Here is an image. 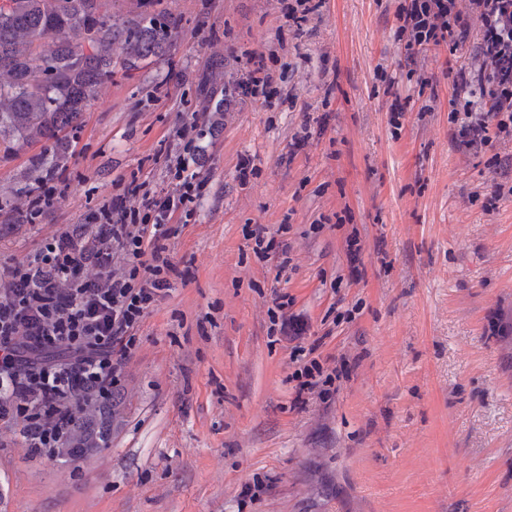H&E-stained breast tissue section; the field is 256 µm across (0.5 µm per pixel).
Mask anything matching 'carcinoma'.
Returning <instances> with one entry per match:
<instances>
[{
    "mask_svg": "<svg viewBox=\"0 0 512 512\" xmlns=\"http://www.w3.org/2000/svg\"><path fill=\"white\" fill-rule=\"evenodd\" d=\"M176 37L172 22L147 11L120 19L104 0H7L0 7V147L41 145L25 192L67 165L63 132L78 126L98 89L118 71H140L166 56Z\"/></svg>",
    "mask_w": 512,
    "mask_h": 512,
    "instance_id": "carcinoma-1",
    "label": "carcinoma"
}]
</instances>
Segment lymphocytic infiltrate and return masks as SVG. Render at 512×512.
Masks as SVG:
<instances>
[{"label": "lymphocytic infiltrate", "instance_id": "1", "mask_svg": "<svg viewBox=\"0 0 512 512\" xmlns=\"http://www.w3.org/2000/svg\"><path fill=\"white\" fill-rule=\"evenodd\" d=\"M395 19V38L419 86L430 84L418 65L423 51L472 52L467 64L448 68L457 147L512 141V0H401ZM248 65L227 102L271 86L264 57H249ZM199 186L194 173L179 175L172 191L131 183L127 193L140 197V208L113 199L92 223L53 237L36 260L0 273V423L34 455L57 460L109 441L108 425L94 416L113 408L145 318L183 276L167 246L170 221L195 202ZM275 304L271 331L292 345L296 402L330 398L332 373L298 344L305 321L289 313L287 295Z\"/></svg>", "mask_w": 512, "mask_h": 512}]
</instances>
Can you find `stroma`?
<instances>
[{
    "instance_id": "1",
    "label": "stroma",
    "mask_w": 512,
    "mask_h": 512,
    "mask_svg": "<svg viewBox=\"0 0 512 512\" xmlns=\"http://www.w3.org/2000/svg\"><path fill=\"white\" fill-rule=\"evenodd\" d=\"M399 2L325 0L297 31L277 0H153L176 43L116 73L68 130L69 188L46 216L29 219L21 190L32 149L0 152V207L20 216L0 224V270L130 181L174 188L180 163L203 182L168 240L190 276L142 324L110 446L59 464L1 427L0 512H512V198L482 209L493 175L451 141L448 54H423L435 93L420 94ZM251 55L276 94L224 106ZM381 69L415 106L398 128ZM309 115L327 125L289 157ZM248 224L286 246V271ZM278 294L309 325L301 345L350 367L329 401L293 403L290 350L269 331Z\"/></svg>"
}]
</instances>
